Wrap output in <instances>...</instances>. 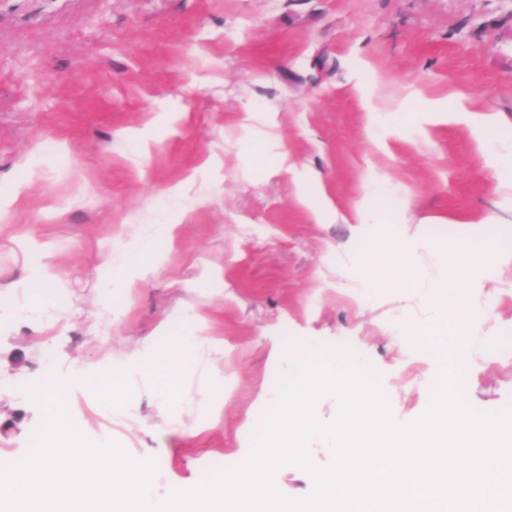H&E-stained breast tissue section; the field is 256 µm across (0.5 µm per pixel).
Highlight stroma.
I'll use <instances>...</instances> for the list:
<instances>
[{
    "label": "stroma",
    "mask_w": 512,
    "mask_h": 512,
    "mask_svg": "<svg viewBox=\"0 0 512 512\" xmlns=\"http://www.w3.org/2000/svg\"><path fill=\"white\" fill-rule=\"evenodd\" d=\"M452 94L512 127V0H0V195L24 186L0 219V300L25 302L42 260L58 301L47 317H0V449L22 457L44 427L30 390L46 369L111 371L194 312L234 347L216 364L235 383L218 425L191 409L187 434L163 436L139 377L117 417L85 388L67 399L83 439L152 458L154 494L246 461L287 370L268 359L274 338L291 353L347 349L391 418L417 421L441 357L432 336L411 347L391 329L407 269L354 292L366 262L414 231L457 253L463 274L494 276L459 302L487 299L477 330L502 345L471 350L452 386L480 414L511 404L512 274L494 260L512 252V220L486 149L454 123L422 135L397 122L381 149L367 135L370 109ZM304 174L339 221L316 223L299 202ZM366 195L399 200L402 223L355 238L347 219ZM159 224L178 227L165 261L138 288L114 287V261H149L140 244ZM477 229L483 246L464 250ZM90 410L103 414L93 428Z\"/></svg>",
    "instance_id": "35a3bbf8"
}]
</instances>
